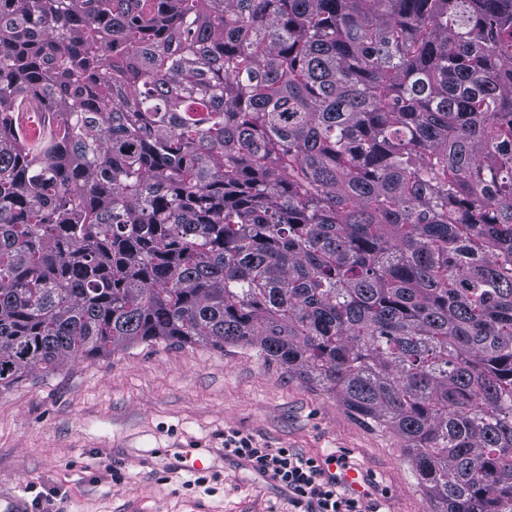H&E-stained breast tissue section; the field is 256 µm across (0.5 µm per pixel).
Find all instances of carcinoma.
I'll return each mask as SVG.
<instances>
[{"label": "carcinoma", "instance_id": "obj_1", "mask_svg": "<svg viewBox=\"0 0 512 512\" xmlns=\"http://www.w3.org/2000/svg\"><path fill=\"white\" fill-rule=\"evenodd\" d=\"M160 341L512 512V0H0V388Z\"/></svg>", "mask_w": 512, "mask_h": 512}]
</instances>
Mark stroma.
<instances>
[{"label": "stroma", "instance_id": "obj_1", "mask_svg": "<svg viewBox=\"0 0 512 512\" xmlns=\"http://www.w3.org/2000/svg\"><path fill=\"white\" fill-rule=\"evenodd\" d=\"M230 428L265 448L346 457L380 512H431L401 441L322 387L251 349L168 342L36 370L0 390V512L12 497L53 512H294L279 483L225 456ZM186 448L208 454L204 484L181 467Z\"/></svg>", "mask_w": 512, "mask_h": 512}]
</instances>
